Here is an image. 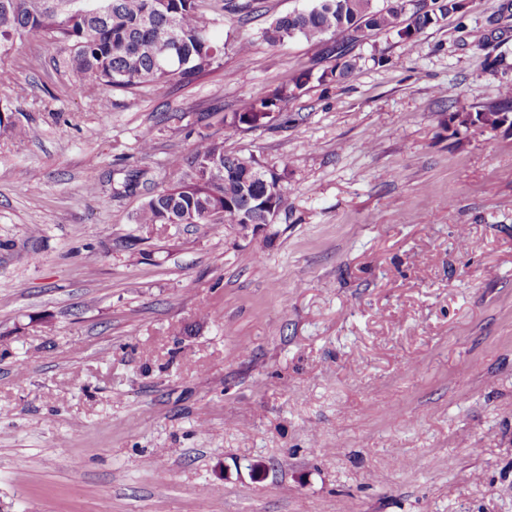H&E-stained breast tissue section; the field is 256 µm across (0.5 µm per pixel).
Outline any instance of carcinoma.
Returning a JSON list of instances; mask_svg holds the SVG:
<instances>
[{
  "instance_id": "obj_1",
  "label": "carcinoma",
  "mask_w": 512,
  "mask_h": 512,
  "mask_svg": "<svg viewBox=\"0 0 512 512\" xmlns=\"http://www.w3.org/2000/svg\"><path fill=\"white\" fill-rule=\"evenodd\" d=\"M204 0H0V56L31 35L50 40L55 61L80 84L101 110L111 105L114 90L146 83H189L221 65L230 48L242 61L248 59L251 43L213 34L215 21L202 10ZM391 0L378 8L374 0H316L308 11L274 19L264 30L265 40L276 45L303 38L324 43V52L336 58V67L323 71L318 80H340L358 68L350 45L368 31L385 32L407 41L450 14H463L458 0ZM329 32L341 40L323 42ZM312 78L307 70L269 94L250 98L222 118L224 135L200 131L190 152L175 157L170 165L176 179L157 189L142 205L136 223L181 224L189 219L214 231L233 228L244 211L256 213L259 222L274 224L288 217L290 193L286 188L272 199V213L263 212L259 200L261 180L246 173V166L264 165L224 152V137L248 131L246 124L256 112H274L275 120L288 123V102L305 91ZM463 121L493 129L512 115V94L483 109H458ZM25 137L29 129L15 112L0 115V129ZM224 219L212 220L218 212Z\"/></svg>"
}]
</instances>
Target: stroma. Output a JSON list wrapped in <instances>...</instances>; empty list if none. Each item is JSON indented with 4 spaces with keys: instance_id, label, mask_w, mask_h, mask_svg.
I'll list each match as a JSON object with an SVG mask.
<instances>
[{
    "instance_id": "35a3bbf8",
    "label": "stroma",
    "mask_w": 512,
    "mask_h": 512,
    "mask_svg": "<svg viewBox=\"0 0 512 512\" xmlns=\"http://www.w3.org/2000/svg\"><path fill=\"white\" fill-rule=\"evenodd\" d=\"M503 2L320 82L262 37L315 0H257L219 24L248 61L106 112L43 37L0 58L30 129L0 130V512H512V133L448 136L512 79ZM305 70L293 122L224 142L287 168L277 235L136 224L202 115Z\"/></svg>"
}]
</instances>
